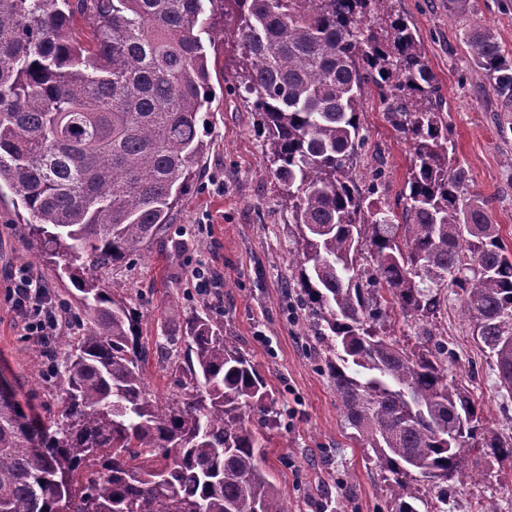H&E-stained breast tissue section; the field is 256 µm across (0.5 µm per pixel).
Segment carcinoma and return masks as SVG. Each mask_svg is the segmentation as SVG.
<instances>
[{"mask_svg":"<svg viewBox=\"0 0 512 512\" xmlns=\"http://www.w3.org/2000/svg\"><path fill=\"white\" fill-rule=\"evenodd\" d=\"M242 58L234 93L260 116L267 173L288 200L293 260L318 368L345 427L387 473L395 512L437 507L478 479L473 441L512 459V436L482 427L448 382V344L421 324L448 292L512 393V258L442 119L419 35L391 0H222ZM203 0H0V183L20 196L36 258L67 275L76 318L55 429L0 392V512H288L266 469L278 415L257 365L208 306L165 353L186 392L145 377L133 302L98 272L164 232L208 149L213 96L198 32ZM493 90L512 99V58L483 29L464 40ZM412 151L403 207L353 172L366 89ZM414 321L409 346L377 329Z\"/></svg>","mask_w":512,"mask_h":512,"instance_id":"obj_1","label":"carcinoma"}]
</instances>
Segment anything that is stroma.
<instances>
[{
	"mask_svg": "<svg viewBox=\"0 0 512 512\" xmlns=\"http://www.w3.org/2000/svg\"><path fill=\"white\" fill-rule=\"evenodd\" d=\"M392 6L424 43L468 192L487 199L488 212L512 249V100L495 94L462 42L464 34L484 26L512 52V0H471L464 13L449 12L448 0H392ZM205 15L200 37L215 92L206 114L209 151L165 232L141 254L106 271L105 282L114 293L132 296L141 314L140 335L150 346L185 344L166 324V307L188 317L207 305L223 320L225 335L236 337L258 364L282 413L269 430L267 469L290 512H395L379 468L344 427L334 388L316 366L309 323L296 309L300 290L291 263L288 205L265 170L257 113L228 91L240 62L234 43L224 39L223 11L209 4ZM360 119L368 143L355 171L363 176L383 169L381 199L400 207L410 148L373 94H366ZM26 216L15 190L0 186V383L45 424L57 413L64 349L25 335L6 299L7 272L31 267L61 307L71 303L72 285L34 264L24 234ZM197 268L208 278L209 292H200L192 276ZM429 330L453 351L447 378L468 391L483 425L512 435V394L500 389L490 353L474 339L458 296H449ZM468 459L478 462L484 475L449 494L448 512H479L484 504L512 512V462L495 460L491 449L481 447L471 449Z\"/></svg>",
	"mask_w": 512,
	"mask_h": 512,
	"instance_id": "obj_1",
	"label": "stroma"
}]
</instances>
